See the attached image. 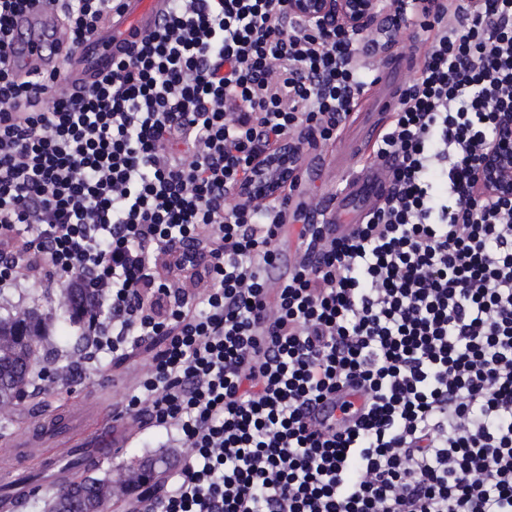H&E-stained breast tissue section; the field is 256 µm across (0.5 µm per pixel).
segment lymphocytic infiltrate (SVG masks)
<instances>
[{
	"instance_id": "obj_1",
	"label": "lymphocytic infiltrate",
	"mask_w": 512,
	"mask_h": 512,
	"mask_svg": "<svg viewBox=\"0 0 512 512\" xmlns=\"http://www.w3.org/2000/svg\"><path fill=\"white\" fill-rule=\"evenodd\" d=\"M29 2L0 0V295L90 289L86 363L155 338L120 414L181 460L130 512H512V206L470 184L512 112V0H408L429 47L372 146L390 189L343 233L303 222L275 284L288 201L238 190L258 152L335 138L375 79L346 38L285 0H167L76 91L15 73ZM41 2L67 50L114 20L115 0Z\"/></svg>"
}]
</instances>
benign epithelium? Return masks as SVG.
<instances>
[{"mask_svg":"<svg viewBox=\"0 0 512 512\" xmlns=\"http://www.w3.org/2000/svg\"><path fill=\"white\" fill-rule=\"evenodd\" d=\"M288 14L307 31L317 33L334 28L351 39L360 54L370 52L372 41L384 39L383 50L397 42L396 20L403 16L400 0H288ZM293 142L284 143L277 154H261L253 162V174L244 193L273 197L274 181L299 175L300 164L287 159ZM476 188L483 197L501 204L512 202V112H501L495 137L476 169Z\"/></svg>","mask_w":512,"mask_h":512,"instance_id":"benign-epithelium-1","label":"benign epithelium"}]
</instances>
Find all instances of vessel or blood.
Wrapping results in <instances>:
<instances>
[{"instance_id":"1","label":"vessel or blood","mask_w":512,"mask_h":512,"mask_svg":"<svg viewBox=\"0 0 512 512\" xmlns=\"http://www.w3.org/2000/svg\"><path fill=\"white\" fill-rule=\"evenodd\" d=\"M166 0H119L113 10L115 20L110 29L101 32L93 40L77 50L66 66V76L75 88L90 84L98 71L108 69L113 60L123 57L161 20ZM63 35L57 29L52 16L40 6L31 7L20 16L13 32L12 63L23 76L34 78L51 74L59 63V43ZM394 79L393 68H386L376 83L381 90L378 98L380 111H392L397 100L390 86ZM387 162L365 166L361 173L352 177L347 191L341 197L323 201L319 209L310 211L309 221L335 225L345 230L347 225L361 221L364 214L376 207L388 192L390 184L386 177ZM69 420L64 408H41L37 411L36 428L25 440V445H39L46 437L58 435L59 448L55 457L65 454L64 447L69 437L59 436L58 431ZM127 423L122 418H102L97 422L99 432H112V448H97L93 451L95 461L111 457L113 447L124 443L123 431Z\"/></svg>"}]
</instances>
